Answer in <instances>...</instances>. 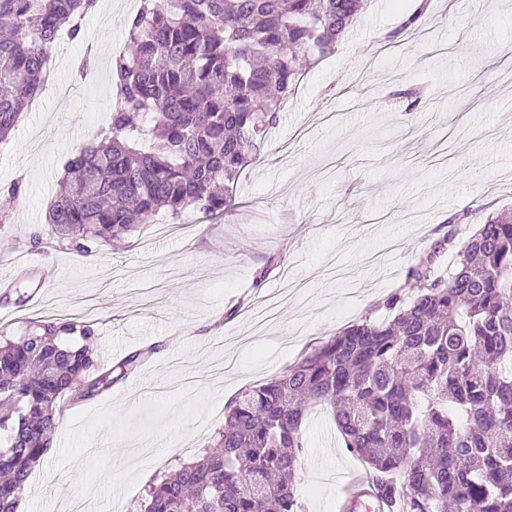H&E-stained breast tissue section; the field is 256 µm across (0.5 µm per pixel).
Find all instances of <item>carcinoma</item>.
I'll use <instances>...</instances> for the list:
<instances>
[{"instance_id":"obj_1","label":"carcinoma","mask_w":512,"mask_h":512,"mask_svg":"<svg viewBox=\"0 0 512 512\" xmlns=\"http://www.w3.org/2000/svg\"><path fill=\"white\" fill-rule=\"evenodd\" d=\"M98 0H0V145L44 79L62 29ZM364 0H140L114 58L111 122L64 164L45 235L81 257L164 212L218 219L257 144L301 79L356 23ZM456 250L448 277L434 261ZM244 389L197 456L160 471L141 512H301L296 485L310 408L399 512H512V215L489 216L411 268L400 292ZM155 347L124 358L139 371ZM114 383L92 325L34 322L0 344V512H15L66 396Z\"/></svg>"}]
</instances>
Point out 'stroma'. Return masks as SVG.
Segmentation results:
<instances>
[{
  "label": "stroma",
  "mask_w": 512,
  "mask_h": 512,
  "mask_svg": "<svg viewBox=\"0 0 512 512\" xmlns=\"http://www.w3.org/2000/svg\"><path fill=\"white\" fill-rule=\"evenodd\" d=\"M108 2V24L89 15L81 38L48 49L71 96L40 92L0 146V209L10 216L0 278L27 262L42 293L36 304L26 287L0 298L12 314L0 337L82 315L112 366L143 346L157 351L99 396L64 402L26 512H64L74 501L84 512H135L155 474L204 448L231 398L312 343L384 318V300L448 230L464 242L512 207V0H434L410 34L398 27L412 0H369L289 96L223 220L188 209L186 233L159 238L143 224L82 259L68 243H35L66 160L109 122L112 57L137 0ZM87 42L98 70L91 95L77 72ZM416 83L426 87L416 105L388 101ZM16 181L24 189L8 197ZM465 210L469 218L449 226L448 214ZM304 440L301 510L338 512L364 466L322 408L311 410Z\"/></svg>",
  "instance_id": "35a3bbf8"
}]
</instances>
